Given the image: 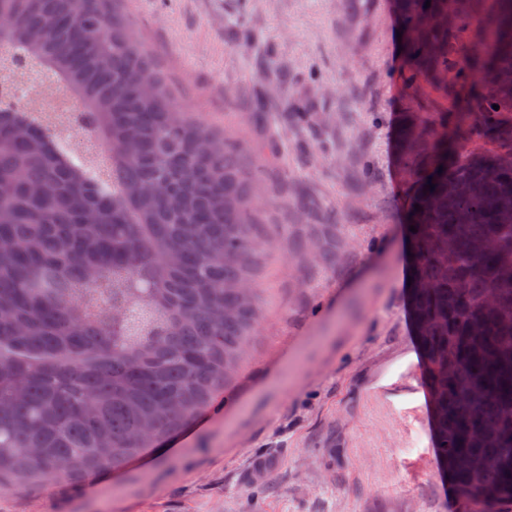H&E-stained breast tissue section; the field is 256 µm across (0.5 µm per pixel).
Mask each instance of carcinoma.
Wrapping results in <instances>:
<instances>
[{"mask_svg":"<svg viewBox=\"0 0 512 512\" xmlns=\"http://www.w3.org/2000/svg\"><path fill=\"white\" fill-rule=\"evenodd\" d=\"M118 2L0 0V78L45 67L79 108L60 132L0 88V478L17 483L110 469L180 430L259 326L270 241L241 143L174 105ZM393 8L405 85L449 101L400 134L438 476L463 512H512V0ZM463 131L495 147L466 151ZM87 134L101 154L76 149Z\"/></svg>","mask_w":512,"mask_h":512,"instance_id":"carcinoma-1","label":"carcinoma"}]
</instances>
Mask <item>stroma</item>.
Instances as JSON below:
<instances>
[{
    "label": "stroma",
    "instance_id": "obj_1",
    "mask_svg": "<svg viewBox=\"0 0 512 512\" xmlns=\"http://www.w3.org/2000/svg\"><path fill=\"white\" fill-rule=\"evenodd\" d=\"M176 103L241 139L272 246L239 371L122 465L0 485V512H459L439 479L406 311L404 112L392 0H124ZM334 223L336 260L312 261Z\"/></svg>",
    "mask_w": 512,
    "mask_h": 512
}]
</instances>
